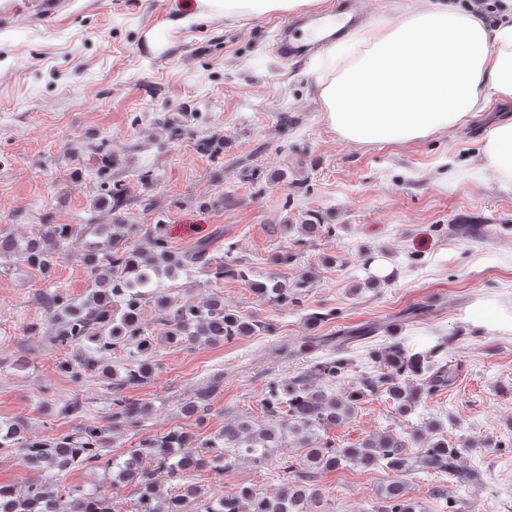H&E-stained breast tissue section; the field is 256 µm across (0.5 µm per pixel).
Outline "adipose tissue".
Returning <instances> with one entry per match:
<instances>
[{
	"mask_svg": "<svg viewBox=\"0 0 512 512\" xmlns=\"http://www.w3.org/2000/svg\"><path fill=\"white\" fill-rule=\"evenodd\" d=\"M321 0H198L191 22L288 15ZM318 97L337 136L360 145L411 143L465 124L489 101L512 105V21L415 0L401 17L330 43ZM481 164L512 185V117L494 122Z\"/></svg>",
	"mask_w": 512,
	"mask_h": 512,
	"instance_id": "1",
	"label": "adipose tissue"
}]
</instances>
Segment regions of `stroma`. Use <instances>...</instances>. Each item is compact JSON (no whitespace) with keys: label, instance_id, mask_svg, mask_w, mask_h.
<instances>
[{"label":"stroma","instance_id":"obj_1","mask_svg":"<svg viewBox=\"0 0 512 512\" xmlns=\"http://www.w3.org/2000/svg\"><path fill=\"white\" fill-rule=\"evenodd\" d=\"M197 0H67L46 15L38 0H0V232L27 237L43 224L163 225L176 251L213 242L215 257L245 265L220 287L202 274L161 278L176 300L224 297L260 325L252 336L213 344L159 345L147 381L126 388L148 403L140 427L108 431L105 452L122 456L138 440L173 428L206 439L242 414L265 423L267 381L293 375L328 355L319 336L370 324L378 333L353 347L354 374L379 372L374 352L391 337L415 345L448 339L450 386L410 414L376 395L328 434L342 445L393 429L476 446L481 479L449 482L460 512H512V189L480 165L482 140L505 107L492 103L463 127L407 144L352 145L330 128L315 78L324 48L282 57L283 16L183 24ZM112 158L126 187L117 213L99 205L97 171ZM152 183L139 179L143 169ZM325 231L307 234L308 214ZM234 244L225 255V244ZM293 250L288 265L272 264ZM391 273L369 287L368 265ZM312 285L299 305L260 299L250 281ZM92 276L78 253L42 278L25 266L0 272V421L20 420L29 437L74 427L58 414L71 395L92 418L109 413L108 381H71L49 336L24 337L47 316L36 293L59 286L84 296ZM421 307L412 322L402 310ZM325 316L309 322L310 313ZM220 392L198 421L180 405L210 382ZM440 424L429 430V421ZM389 471L324 472L310 512H362L393 480ZM161 489L194 485L232 494H276L274 462H240L223 482L193 471L160 475Z\"/></svg>","mask_w":512,"mask_h":512}]
</instances>
